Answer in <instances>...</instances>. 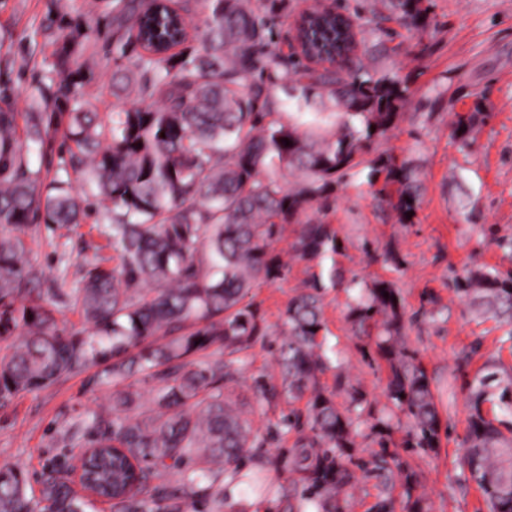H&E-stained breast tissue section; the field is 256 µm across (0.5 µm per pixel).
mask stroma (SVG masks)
<instances>
[{
    "label": "stroma",
    "instance_id": "obj_1",
    "mask_svg": "<svg viewBox=\"0 0 512 512\" xmlns=\"http://www.w3.org/2000/svg\"><path fill=\"white\" fill-rule=\"evenodd\" d=\"M431 24L423 31L371 15L357 19L360 58L409 79L413 95L387 143L417 174L419 206L409 221L366 184L364 174L343 180L330 209L311 205L307 218L336 231L340 250L308 262L290 250L297 225H284L274 249L286 263L284 274L255 291L254 302L268 328L256 337L239 379L243 387L278 381L281 319L305 281L317 276L323 289L325 329L319 336L329 364L319 376L323 390L347 409L355 436L356 460L399 453L415 474V495L427 512H488L460 464L466 432V380L487 360L512 369V341L505 327L478 319L452 288L454 277L476 267L512 269V0H431ZM108 0L87 8L86 0H0V84L11 96L0 111L25 117L41 112L58 126L50 144L30 156L31 169L50 182L61 166L65 114L46 91L48 63L62 52L86 60L81 79L86 106L110 121L115 99ZM388 54H381V47ZM480 111L468 147L452 132L457 115ZM84 221L68 227L31 225L25 235L29 260L59 328L68 336L91 338L94 327L75 295L91 263L112 267L117 256L112 230L82 197ZM391 284L401 305L404 340L432 378L441 420L438 448L403 447L407 422L389 419L383 390L387 368L364 335L356 333L350 305L372 280ZM102 365L61 377L53 384L0 401V467L22 471L30 494H39L49 474L67 470L88 446L79 423L112 406V391L95 385ZM363 391L368 406H352L348 387ZM304 402L278 398L256 407L253 429L264 442L268 490L247 484L224 487V512H282L289 486L288 450L295 432L289 410ZM389 419L379 431L377 419Z\"/></svg>",
    "mask_w": 512,
    "mask_h": 512
}]
</instances>
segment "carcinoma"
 I'll return each mask as SVG.
<instances>
[{"label": "carcinoma", "instance_id": "1", "mask_svg": "<svg viewBox=\"0 0 512 512\" xmlns=\"http://www.w3.org/2000/svg\"><path fill=\"white\" fill-rule=\"evenodd\" d=\"M424 0H337L315 11L306 34L308 56L271 49L273 0H200V46L175 51L187 37L162 39L189 6L170 0H111L114 48L128 63L112 75L120 102L110 122L84 108L74 77L86 67L59 56L51 97L67 114L62 171L78 175L121 246L111 268L93 264L76 301L96 328L89 340L65 336L42 293L14 304L22 286L39 281L22 237L39 220L78 224L84 212L70 179L42 187L29 154L43 149L50 123L40 112L16 136L17 115L0 111V335L22 326L24 336L0 360V400L46 387L94 362L112 361L97 384L112 387V411L86 423L94 448L81 468L97 498L112 512H224V483L240 478V462L262 447L246 408L279 396L307 399L306 423L290 412L297 438L288 450L293 493L285 512H345L354 475L348 468L355 440L351 419L334 395L319 388L326 367L317 336L324 330L323 297L313 278L284 313L280 388L258 385L254 397L230 389L246 366L241 357L265 335L254 289L280 276L286 265L272 245L284 224H298L292 252L311 261L336 250L328 224L302 220L308 206L327 200L342 178L357 170L400 215L415 210L410 163L385 144L412 91L403 79L369 69L349 54L352 17L396 15L414 30L430 24ZM139 47L131 53L129 48ZM277 84L290 98L330 101L336 121L323 127L302 113L284 114L269 94ZM475 116H460L454 134L469 144ZM290 145H284V140ZM297 177L285 189L279 174ZM455 292L478 315L512 323V271L471 269L455 279ZM388 296H383V293ZM358 332L376 331L377 352L389 369L386 397L408 420L406 444L435 448L440 418L432 379L402 342L398 299L375 281L354 299ZM191 321L202 323L184 334ZM217 344L225 358L192 356ZM150 385L143 408L137 384ZM468 391L461 467L491 512H512V374L484 364ZM383 478L378 512H391L388 484L413 489L412 472L396 455L376 454ZM94 499L49 478L40 496L28 495L23 474L0 469V512H87Z\"/></svg>", "mask_w": 512, "mask_h": 512}]
</instances>
